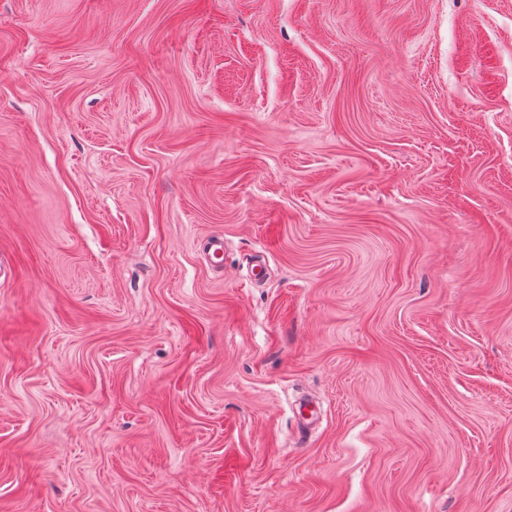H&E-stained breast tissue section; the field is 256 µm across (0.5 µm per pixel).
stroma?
I'll use <instances>...</instances> for the list:
<instances>
[{
  "mask_svg": "<svg viewBox=\"0 0 512 512\" xmlns=\"http://www.w3.org/2000/svg\"><path fill=\"white\" fill-rule=\"evenodd\" d=\"M0 258V512H512V0H0Z\"/></svg>",
  "mask_w": 512,
  "mask_h": 512,
  "instance_id": "stroma-1",
  "label": "stroma"
}]
</instances>
